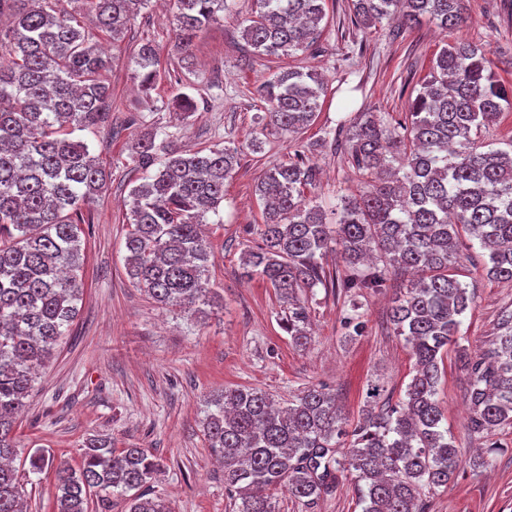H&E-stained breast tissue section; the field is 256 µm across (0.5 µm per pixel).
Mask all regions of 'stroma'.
<instances>
[{"instance_id": "stroma-1", "label": "stroma", "mask_w": 512, "mask_h": 512, "mask_svg": "<svg viewBox=\"0 0 512 512\" xmlns=\"http://www.w3.org/2000/svg\"><path fill=\"white\" fill-rule=\"evenodd\" d=\"M467 2L470 21L458 39L483 47L500 79L512 85V0ZM254 7V0H235L233 11L212 23L182 61L173 47L167 0H149L116 49L109 75L112 124L77 134L109 174L106 188L84 210L83 301L17 420L13 465L19 472H26L28 453L35 448L78 465L83 440L102 434L115 448H141L158 459L161 469L149 488L172 512H233L224 469L201 427L207 401L224 388H256L284 407L304 387L321 384L335 391L353 424L365 414L368 385H380L391 402L403 398L415 359L388 321L399 278L357 298L365 322L359 335L344 325L350 305L344 297L332 288H314L307 296L312 341L301 349L281 326L273 288L247 277L239 256L260 242L255 226L262 221L263 205L255 186L272 164L299 155L315 166L318 181L306 194L335 220L361 178L343 145L323 143L324 132L353 127L367 112L404 119L449 36L428 21L406 30L388 23L364 28L351 21L352 0H327L314 49L267 61L241 38L240 23ZM147 41L158 47L161 65L156 87L146 96L139 89L134 53ZM306 65L317 67L327 87L321 111L297 136L262 132L258 86L269 73ZM180 93L195 98L196 112L169 108ZM147 130L172 135L186 150L220 144L241 152L225 184L221 221L206 227L214 252L210 283L218 302L202 314L161 308L125 273L129 192L142 177L129 145ZM461 251L459 278L473 285L475 303L463 317L460 343L474 356L494 339L502 312L512 308V284L486 278L475 240H463ZM441 370L444 423L467 455L482 441L468 428L466 374L455 350L444 353ZM495 439L500 450L492 465L461 466L448 485L430 492L427 512H512V427L498 430ZM272 502L275 512H362L348 477L311 506L282 489Z\"/></svg>"}]
</instances>
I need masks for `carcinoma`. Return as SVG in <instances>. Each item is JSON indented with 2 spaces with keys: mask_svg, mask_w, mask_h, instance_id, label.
Listing matches in <instances>:
<instances>
[{
  "mask_svg": "<svg viewBox=\"0 0 512 512\" xmlns=\"http://www.w3.org/2000/svg\"><path fill=\"white\" fill-rule=\"evenodd\" d=\"M99 31L120 43L149 0H85ZM175 48L191 55L195 40L230 0H170ZM326 0H257L242 21L241 38L262 57L307 51L319 36ZM13 22L0 32V512H23L20 479L10 464L13 429L36 372L55 354L83 300L78 274L84 259L81 205L97 197L108 174L89 146L71 135L112 123L110 55L80 20L54 0H0ZM355 22L386 21L412 28L427 19L454 32L467 22L466 0H355ZM145 95L155 88L159 53L138 48ZM486 51L455 40L434 56L405 120L375 112L349 131V155L371 188L343 200L339 219L326 221L306 199L315 169L297 160L269 166L256 184L263 223L261 245L241 257L244 273L274 288L281 324L297 347L311 341L310 309L299 293L321 285L352 300L345 324L363 326L355 297L384 287L389 272L417 278L393 300L389 322L415 358V374L398 404L369 410L350 426L336 394L321 385L301 391L285 408L248 387L224 389L209 403L202 428L224 461V488L238 496L237 512H274L271 491L310 505L354 475L363 512H422L425 492L448 485L466 464L489 465L496 432L512 426V310L498 323L492 346L472 358L459 343L462 317L474 292L452 270L466 233L488 255L486 276L512 282V142L484 150L482 129L512 109V90L498 79ZM267 107L263 129L295 136L321 107L323 83L312 69L274 73L259 86ZM133 166L144 182L132 188L124 247L128 279L149 298L187 313L216 298L212 253L202 234L219 215L224 186L240 163L237 148L187 152L170 137L138 136ZM351 273L326 270L329 253ZM374 258L382 266L355 268ZM454 348L467 377L469 424L485 450L467 457L442 427L437 399L442 353ZM30 471L53 468L54 512H87L98 494L125 498L127 512H171L142 488L160 463L141 448L112 447L92 436L74 468L37 448Z\"/></svg>",
  "mask_w": 512,
  "mask_h": 512,
  "instance_id": "cac0c4a2",
  "label": "carcinoma"
}]
</instances>
